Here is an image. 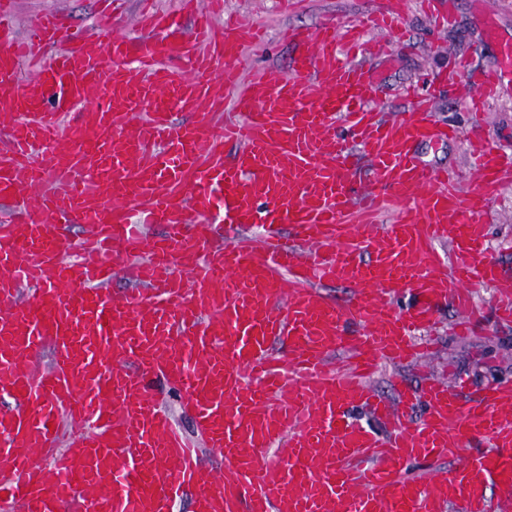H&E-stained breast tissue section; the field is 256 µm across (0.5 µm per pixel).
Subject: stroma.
<instances>
[{"label":"stroma","instance_id":"stroma-1","mask_svg":"<svg viewBox=\"0 0 512 512\" xmlns=\"http://www.w3.org/2000/svg\"><path fill=\"white\" fill-rule=\"evenodd\" d=\"M94 0H21L20 28H27L36 15L45 9L62 12L63 21L85 25L94 8ZM229 9L244 12L268 31V42L258 49H246L242 61L253 71L271 75L285 74L295 50L277 39L279 28L298 26L316 29L328 18L350 21L383 0H305L295 11H284L278 0H225ZM439 12L456 16L454 26L437 27L431 17L411 10L406 23V44L395 61H373L379 73L375 89L377 104L385 116L396 117L407 112L409 102L401 91L409 85L418 86L436 100L437 121L455 124L461 135L448 142L421 144L419 155L429 164L466 172L468 166L465 135L470 116L466 98L469 93L467 76L449 77L450 58L468 57L472 71L496 66L498 56L494 44L484 39L486 23H494L498 37L512 42V0H500L495 14L480 11L475 0H437ZM484 133L492 146L512 151V84L503 87L484 116ZM492 226L490 252L504 271L507 283L512 284V188L505 190L495 204L490 217ZM498 285H484L475 292L476 306L481 313L480 325L474 336L459 338L448 332L454 318L450 306H442L436 316L433 331L437 352L424 365L383 366L374 381L383 396L393 394V381L403 380L420 386L428 376L449 378L466 384L469 392L502 380H512V325H497L490 316Z\"/></svg>","mask_w":512,"mask_h":512}]
</instances>
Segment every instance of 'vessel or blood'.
<instances>
[{"instance_id": "obj_1", "label": "vessel or blood", "mask_w": 512, "mask_h": 512, "mask_svg": "<svg viewBox=\"0 0 512 512\" xmlns=\"http://www.w3.org/2000/svg\"><path fill=\"white\" fill-rule=\"evenodd\" d=\"M407 10L288 29V74L249 79L239 51L260 33L224 0L143 8L136 37L109 11L86 37L48 11L21 41L0 0V512H172L184 496L194 512L512 507L487 495L512 489L511 381L473 400L433 377L392 400L372 385L380 363L433 352L415 333L440 304L472 333L476 287L501 277L488 216L512 178V154L478 132L471 191L424 162L417 144L455 133L428 96L380 118L361 58L386 50L369 32L403 38ZM509 78L512 44L470 75L474 111ZM252 225L261 237L239 238ZM117 276L134 285L122 297Z\"/></svg>"}]
</instances>
